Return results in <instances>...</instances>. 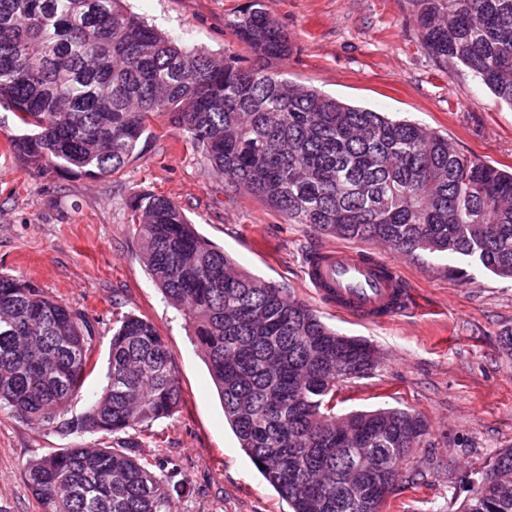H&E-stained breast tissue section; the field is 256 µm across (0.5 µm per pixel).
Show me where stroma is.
<instances>
[{
    "instance_id": "stroma-1",
    "label": "stroma",
    "mask_w": 512,
    "mask_h": 512,
    "mask_svg": "<svg viewBox=\"0 0 512 512\" xmlns=\"http://www.w3.org/2000/svg\"><path fill=\"white\" fill-rule=\"evenodd\" d=\"M248 0H125L127 10L189 48L216 59L252 58L225 19ZM294 51L290 79L338 101L412 121L460 152L512 168V107L455 62L429 54L411 22V0H265ZM18 128L0 106V271L35 281L50 296L85 311L95 328V369L71 403L85 410L105 384L112 328L132 312L153 323L172 356L182 403L172 418L146 427L140 457L165 452L185 493L177 512H290L240 448L182 312L166 302L139 258L129 203L151 191L175 200L198 232L250 273L287 288L322 321L373 343L379 365L336 389V413L408 408L429 424V444L405 469L421 468L417 487L398 484L382 512H457L485 463L512 447V279L471 266L451 278L454 257L403 255L379 243L365 251L394 263L416 293L409 316L385 325L356 322L318 305L304 261L330 237L290 224L260 198L228 197L224 178L186 143L168 116L141 141L140 156L112 176L89 179L22 166L9 150ZM70 443L55 428L0 407V512H40L26 465Z\"/></svg>"
}]
</instances>
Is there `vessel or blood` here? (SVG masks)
Here are the masks:
<instances>
[{"mask_svg": "<svg viewBox=\"0 0 512 512\" xmlns=\"http://www.w3.org/2000/svg\"><path fill=\"white\" fill-rule=\"evenodd\" d=\"M304 279L324 305L359 322L385 324L414 308V291L398 266L369 252L319 248L306 263Z\"/></svg>", "mask_w": 512, "mask_h": 512, "instance_id": "vessel-or-blood-1", "label": "vessel or blood"}]
</instances>
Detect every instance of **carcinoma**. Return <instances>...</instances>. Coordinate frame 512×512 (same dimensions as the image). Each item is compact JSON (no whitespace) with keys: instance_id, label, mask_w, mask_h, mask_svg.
<instances>
[{"instance_id":"cac0c4a2","label":"carcinoma","mask_w":512,"mask_h":512,"mask_svg":"<svg viewBox=\"0 0 512 512\" xmlns=\"http://www.w3.org/2000/svg\"><path fill=\"white\" fill-rule=\"evenodd\" d=\"M425 49L471 70L512 105V0H412ZM254 63L187 49L121 0H0V101L23 134L27 167L112 175L169 113L224 175V191L262 198L289 224L401 253H444L512 278V172L468 157L442 135L351 106L285 76L288 31L264 0L225 21ZM141 260L183 311L240 447L291 512H372L350 483L393 492L427 422L399 407L334 412L336 387L372 370L376 350L342 336L279 285L240 269L174 200L131 204ZM89 316L31 280L0 273V404L75 437H114L172 417L181 403L170 352L127 314L113 328L107 383L79 415L90 371ZM130 440L76 444L27 464L40 512H176L171 460ZM460 512H512V448L486 465Z\"/></svg>"}]
</instances>
